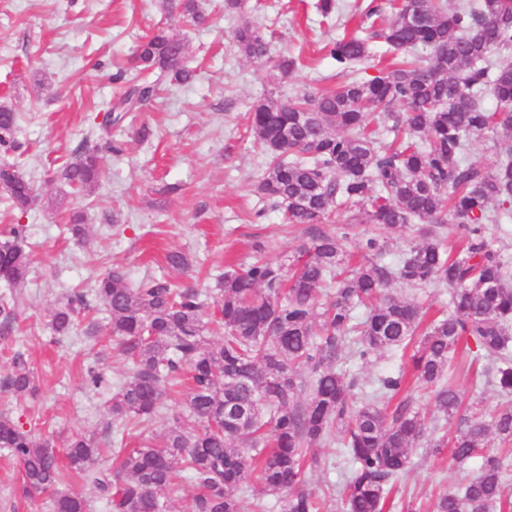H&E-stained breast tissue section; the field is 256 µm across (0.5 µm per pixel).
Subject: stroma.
Instances as JSON below:
<instances>
[{
	"label": "stroma",
	"mask_w": 512,
	"mask_h": 512,
	"mask_svg": "<svg viewBox=\"0 0 512 512\" xmlns=\"http://www.w3.org/2000/svg\"><path fill=\"white\" fill-rule=\"evenodd\" d=\"M182 0H0V102L18 114L15 150L7 152L30 182L26 211L0 188V227L24 224L32 254L25 287L0 282V298L14 297L17 318L0 325V380L15 354L32 369L36 397H16L0 387V412L38 440L64 448L76 433L94 436L104 452L101 469L112 470L110 448L137 447L160 439L183 398L168 397L167 413L147 428L113 426L106 402L125 380L128 365L113 349L108 330L97 339H55L50 315L76 292L91 294L96 277L120 269L132 282L161 280L176 286L214 287L225 263L256 255L287 261L303 244L279 210H261L254 186L264 170L249 112L254 101H288L341 83L324 47L338 38L356 7L369 0H336V15L322 18L317 0H245L241 12H224V0H201L206 25L185 22ZM258 27L273 57L299 58L280 76L243 56L232 42L237 24ZM167 28L186 47L195 69L189 84L162 83L140 111L111 129L123 151L108 156L106 177L92 193L74 192L56 177L81 141H99L100 105L119 90L113 73L127 67L141 36ZM88 226L84 242L68 239L73 215ZM187 255L182 271L167 261ZM103 383H94L91 372ZM324 466L308 471L315 493L340 487L348 470L342 451L320 448ZM473 464L457 467L448 456L415 449L393 512H433L439 491L466 483ZM0 512H45L42 500L20 492L19 467L0 451Z\"/></svg>",
	"instance_id": "obj_1"
}]
</instances>
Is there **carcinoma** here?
<instances>
[{
	"instance_id": "obj_1",
	"label": "carcinoma",
	"mask_w": 512,
	"mask_h": 512,
	"mask_svg": "<svg viewBox=\"0 0 512 512\" xmlns=\"http://www.w3.org/2000/svg\"><path fill=\"white\" fill-rule=\"evenodd\" d=\"M382 40L392 62L378 75L353 76L369 56L370 38ZM249 59L273 62L286 75L294 58L271 60L263 33L245 23L232 32ZM180 40L157 29L137 46L133 77L119 96L102 104L115 125L156 93L164 79H193L177 54ZM339 73L334 89L282 103L255 102L251 126L264 155L255 194L283 210L285 223L301 227L306 244L288 262L259 255L217 276V299L207 312L203 294L166 282L131 284L109 269L94 282L112 343L130 372L108 402L112 422L146 426L166 409L171 392L186 390L185 409L159 441L114 448V472L95 468L102 449L78 435L64 450L66 464L45 439L36 441L12 417L0 414V448L20 468L24 497H47L50 512H88L84 496L65 488L77 474L97 489L110 512H166L165 498L193 480L191 512H241L240 493L255 480L282 500V512H327L306 488V472L320 465L317 446L340 444L350 461L338 497L343 512H384L410 453L424 444L449 452L458 466L479 458L466 484L437 498L434 512H512V482L491 440L512 445V404L485 414L451 380L456 354H473L482 371L472 390L492 381L512 396V257L493 248L487 225L512 220V0H402L384 27L343 35L325 45ZM491 96L496 107L484 105ZM386 112L391 143L372 129L373 109ZM17 114L0 105V147L15 148ZM475 138L496 155L492 168L465 161ZM120 153L108 139L82 143L59 171L60 181L91 192L103 176V153ZM0 185L15 208L32 200V187L15 164L0 163ZM349 217L338 224L333 216ZM371 224L374 230H359ZM417 225V242L394 266L383 261L384 230ZM457 227L459 245L448 249L443 226ZM27 225L14 224L0 240V281L25 283L30 256L22 247ZM355 238L362 261L344 250ZM436 286L450 291L451 310L427 319L413 298L390 285ZM335 287L332 298L321 295ZM82 295L52 311L50 328L61 338L79 329L94 338L100 322L84 325ZM218 332L219 340L208 335ZM412 351L411 370L379 376L376 389L340 363L364 362L380 351ZM3 385L12 393L38 392L22 355L13 358ZM424 386L444 418H459L449 441L430 436L429 418L403 398L380 405L411 386ZM307 391L305 400L301 392Z\"/></svg>"
}]
</instances>
